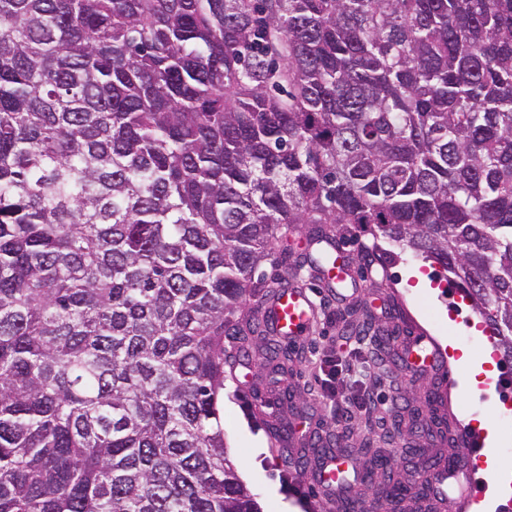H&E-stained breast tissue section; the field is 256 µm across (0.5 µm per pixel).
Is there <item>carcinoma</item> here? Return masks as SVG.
<instances>
[{"label": "carcinoma", "instance_id": "carcinoma-1", "mask_svg": "<svg viewBox=\"0 0 512 512\" xmlns=\"http://www.w3.org/2000/svg\"><path fill=\"white\" fill-rule=\"evenodd\" d=\"M304 224L434 262L512 361V0H0V512H260L224 339Z\"/></svg>", "mask_w": 512, "mask_h": 512}]
</instances>
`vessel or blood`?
<instances>
[{
	"mask_svg": "<svg viewBox=\"0 0 512 512\" xmlns=\"http://www.w3.org/2000/svg\"><path fill=\"white\" fill-rule=\"evenodd\" d=\"M344 255L340 238L330 236L317 240L314 260L327 287L338 288L350 281V270L343 262ZM315 315L316 304L310 290L289 282L264 299L259 319L266 333L292 342L310 331ZM405 340L407 367L424 363L440 380L449 378L448 364L429 337L413 328L407 330ZM452 437L455 446L462 451L461 458L447 465L427 467L423 480L441 512H446L448 506L471 500L476 493L475 472L471 466L478 453L474 437L459 426L453 427ZM349 473L347 455L339 453L323 459L315 474L314 489L325 504L343 501V492L350 485Z\"/></svg>",
	"mask_w": 512,
	"mask_h": 512,
	"instance_id": "b4317fda",
	"label": "vessel or blood"
}]
</instances>
